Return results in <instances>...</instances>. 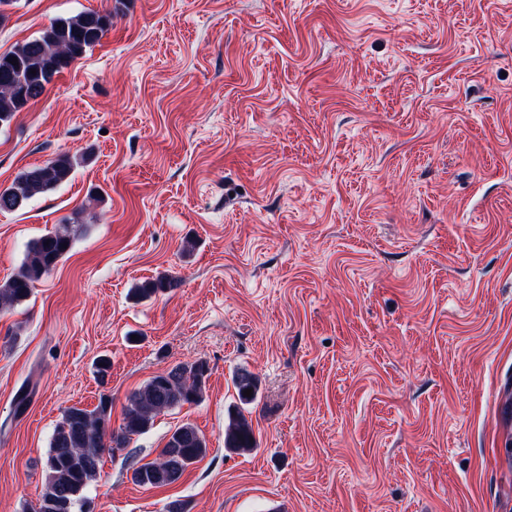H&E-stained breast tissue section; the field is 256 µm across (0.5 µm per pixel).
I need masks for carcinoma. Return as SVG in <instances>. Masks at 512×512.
<instances>
[{
    "instance_id": "obj_1",
    "label": "carcinoma",
    "mask_w": 512,
    "mask_h": 512,
    "mask_svg": "<svg viewBox=\"0 0 512 512\" xmlns=\"http://www.w3.org/2000/svg\"><path fill=\"white\" fill-rule=\"evenodd\" d=\"M111 25L110 11L79 12L51 21L38 36L0 54V125L10 123L37 101L53 78L98 44ZM14 57L16 65L11 64ZM76 166L77 158L62 154L20 171L9 185L0 186V211H17L36 195L68 182ZM86 231L85 224L67 222L33 241L17 271L0 283V311L25 301L35 284L56 268ZM175 286V277L161 273L132 289V294L147 299ZM208 378L209 367L204 361L178 363L152 376L128 397L123 423L116 430L111 426L112 399L107 395H101L92 410L77 405L66 408L51 436L35 512H74L81 492L97 476L105 450L127 447L132 437L144 433L162 411L199 402ZM233 385L238 403L227 410L224 448L249 453L257 448V441L244 409L255 399L258 378L240 369ZM246 389L251 390L248 397L244 395ZM207 451L205 437L194 425L185 423L171 433L156 461L134 469L132 481L144 487L174 484Z\"/></svg>"
}]
</instances>
